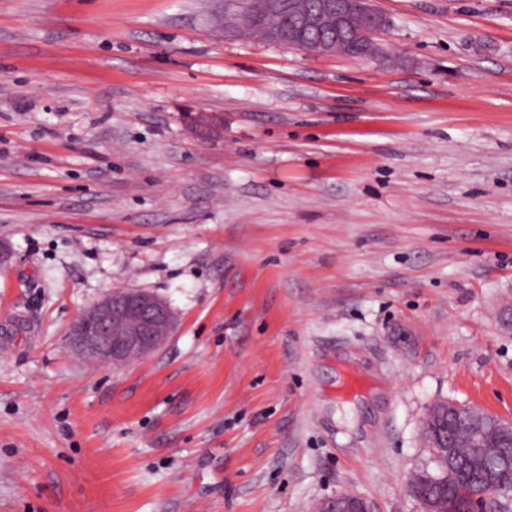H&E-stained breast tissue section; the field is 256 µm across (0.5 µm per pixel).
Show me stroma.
Masks as SVG:
<instances>
[{"label": "stroma", "mask_w": 512, "mask_h": 512, "mask_svg": "<svg viewBox=\"0 0 512 512\" xmlns=\"http://www.w3.org/2000/svg\"><path fill=\"white\" fill-rule=\"evenodd\" d=\"M374 5L361 59L0 0V512H420L426 409L512 420V0ZM118 288L176 328L83 362ZM91 315L78 316L69 330V349L82 360L120 365L159 349L176 327L170 305L141 290H113ZM319 512H372L369 504L362 498L347 494L337 495L336 498L322 502Z\"/></svg>", "instance_id": "stroma-1"}]
</instances>
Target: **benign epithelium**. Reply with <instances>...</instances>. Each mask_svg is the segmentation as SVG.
I'll list each match as a JSON object with an SVG mask.
<instances>
[{
	"label": "benign epithelium",
	"mask_w": 512,
	"mask_h": 512,
	"mask_svg": "<svg viewBox=\"0 0 512 512\" xmlns=\"http://www.w3.org/2000/svg\"><path fill=\"white\" fill-rule=\"evenodd\" d=\"M277 8V0H248L245 10L238 14L236 27L229 32L250 27L261 31L268 43L316 55L334 54L338 47L349 49L363 39L370 48L364 57L386 55L373 35L386 27L387 20L373 7L371 0H322L315 9L305 7L300 0H292L288 5L290 23L286 33L262 26L263 18ZM324 16L335 22L336 37L306 46L305 33L314 29ZM175 327V313L165 300L141 290H113L92 306L91 315L83 313L74 320L69 330V349L82 360L105 366L120 365L159 349ZM448 418L466 420L463 433L474 462L484 463L493 449L512 442V422L492 420L485 413L475 418L471 406L453 400L437 402L427 409L422 418L424 430L433 431ZM437 462V470L424 472L423 480L440 484L466 475L461 466L448 462L446 453L438 456ZM479 473L482 474L479 497L469 508L448 496L428 497L418 484L409 487V492L420 512H489L500 497L507 495L512 499V488H505L493 471L481 469ZM320 512L372 510L364 499L340 494L322 502Z\"/></svg>",
	"instance_id": "1"
}]
</instances>
